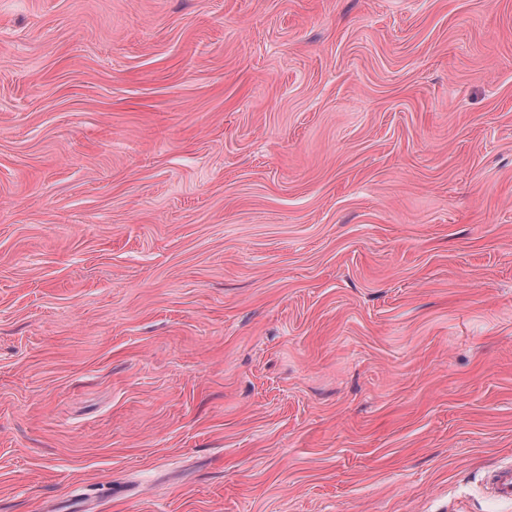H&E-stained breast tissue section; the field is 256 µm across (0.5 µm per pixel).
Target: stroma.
Returning a JSON list of instances; mask_svg holds the SVG:
<instances>
[{
    "instance_id": "1",
    "label": "stroma",
    "mask_w": 512,
    "mask_h": 512,
    "mask_svg": "<svg viewBox=\"0 0 512 512\" xmlns=\"http://www.w3.org/2000/svg\"><path fill=\"white\" fill-rule=\"evenodd\" d=\"M512 0H0V512H512Z\"/></svg>"
}]
</instances>
